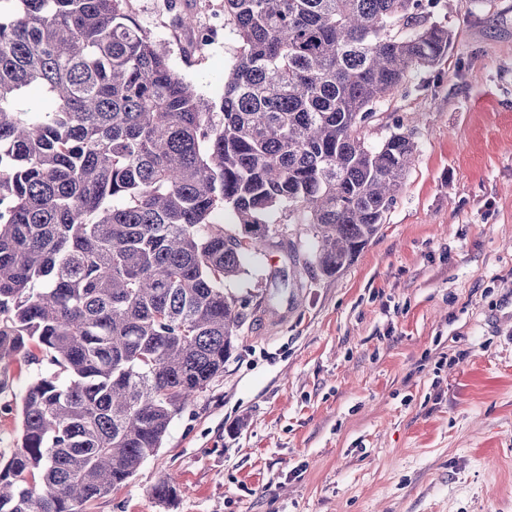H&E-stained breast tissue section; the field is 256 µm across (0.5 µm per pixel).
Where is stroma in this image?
Listing matches in <instances>:
<instances>
[{
	"mask_svg": "<svg viewBox=\"0 0 512 512\" xmlns=\"http://www.w3.org/2000/svg\"><path fill=\"white\" fill-rule=\"evenodd\" d=\"M217 2L130 0L214 98L238 47L229 23L197 45ZM436 18L447 56L364 130L417 144L378 233L331 277L297 224L251 257L226 284L248 304L223 376L90 512H512V0H448ZM164 475L170 511L151 494ZM152 495L161 505L170 507L175 504L180 495L179 485L169 476L158 480L152 489Z\"/></svg>",
	"mask_w": 512,
	"mask_h": 512,
	"instance_id": "1",
	"label": "stroma"
}]
</instances>
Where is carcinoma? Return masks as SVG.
<instances>
[{
	"label": "carcinoma",
	"instance_id": "cac0c4a2",
	"mask_svg": "<svg viewBox=\"0 0 512 512\" xmlns=\"http://www.w3.org/2000/svg\"><path fill=\"white\" fill-rule=\"evenodd\" d=\"M440 2L223 0L238 51L215 100L127 0H0V396L11 363L38 365L0 512H87L128 484L224 374L247 306L224 282L277 224L306 226L322 275L353 262L416 151L363 130L448 54Z\"/></svg>",
	"mask_w": 512,
	"mask_h": 512
}]
</instances>
